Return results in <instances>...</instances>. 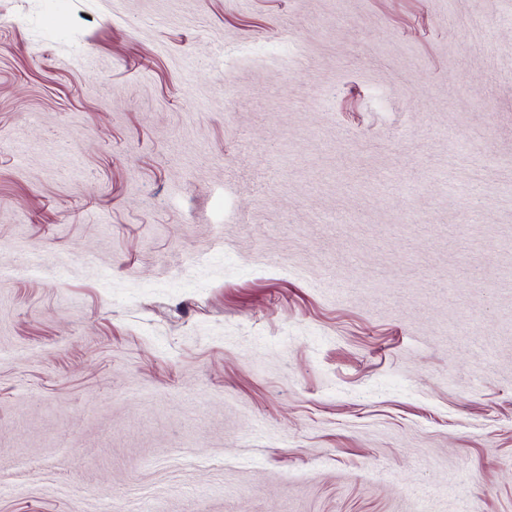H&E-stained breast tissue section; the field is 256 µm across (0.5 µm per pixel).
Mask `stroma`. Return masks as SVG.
Wrapping results in <instances>:
<instances>
[{
    "instance_id": "obj_1",
    "label": "stroma",
    "mask_w": 512,
    "mask_h": 512,
    "mask_svg": "<svg viewBox=\"0 0 512 512\" xmlns=\"http://www.w3.org/2000/svg\"><path fill=\"white\" fill-rule=\"evenodd\" d=\"M0 512H512V0H0Z\"/></svg>"
}]
</instances>
